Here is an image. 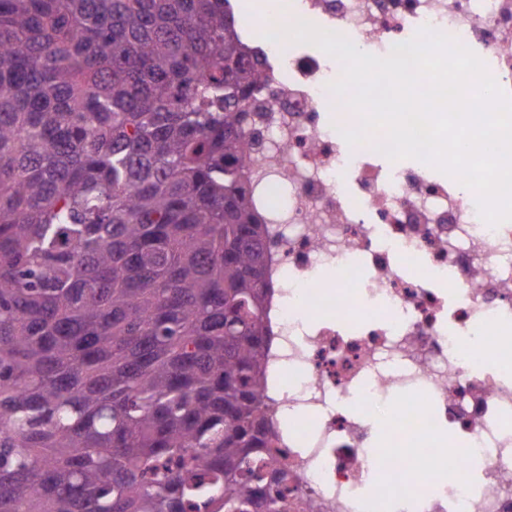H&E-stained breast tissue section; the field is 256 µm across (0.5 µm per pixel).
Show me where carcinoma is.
Listing matches in <instances>:
<instances>
[{"label":"carcinoma","mask_w":512,"mask_h":512,"mask_svg":"<svg viewBox=\"0 0 512 512\" xmlns=\"http://www.w3.org/2000/svg\"><path fill=\"white\" fill-rule=\"evenodd\" d=\"M229 0H0V512H288Z\"/></svg>","instance_id":"carcinoma-1"}]
</instances>
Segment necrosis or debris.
Wrapping results in <instances>:
<instances>
[{
  "instance_id": "obj_1",
  "label": "necrosis or debris",
  "mask_w": 512,
  "mask_h": 512,
  "mask_svg": "<svg viewBox=\"0 0 512 512\" xmlns=\"http://www.w3.org/2000/svg\"><path fill=\"white\" fill-rule=\"evenodd\" d=\"M262 30L302 19L388 56L423 26L471 49L512 96V0H241ZM270 82L243 166L267 225L272 332L262 385L288 497L305 512H512V221L416 159L350 147L357 115L310 44L253 48ZM447 432L409 463L375 425ZM399 472L376 483L379 468Z\"/></svg>"
}]
</instances>
